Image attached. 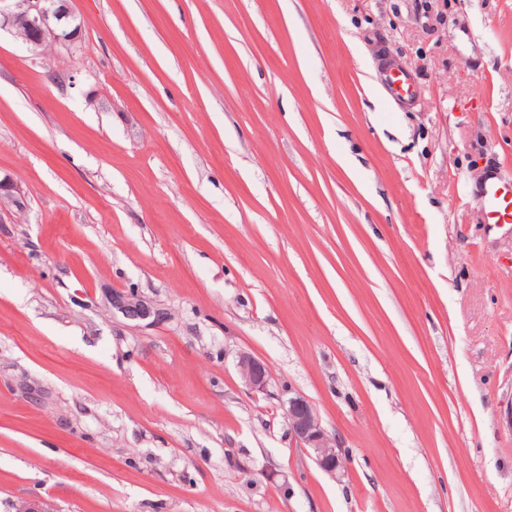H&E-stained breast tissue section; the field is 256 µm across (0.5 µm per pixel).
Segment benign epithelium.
Segmentation results:
<instances>
[{
  "label": "benign epithelium",
  "mask_w": 512,
  "mask_h": 512,
  "mask_svg": "<svg viewBox=\"0 0 512 512\" xmlns=\"http://www.w3.org/2000/svg\"><path fill=\"white\" fill-rule=\"evenodd\" d=\"M7 29L38 56L76 45L81 23L70 0H0V30ZM27 200L18 181L11 175H0V214L20 213ZM112 312L129 321H156L163 312L145 296L135 291H112L107 299ZM239 374L253 392L266 390L271 371L259 358L243 353L237 361ZM288 434L308 450L316 464L330 475H339L346 460L336 436L328 433L313 405L303 396L288 399L285 407ZM13 512H55L44 499H21L13 504Z\"/></svg>",
  "instance_id": "obj_1"
}]
</instances>
